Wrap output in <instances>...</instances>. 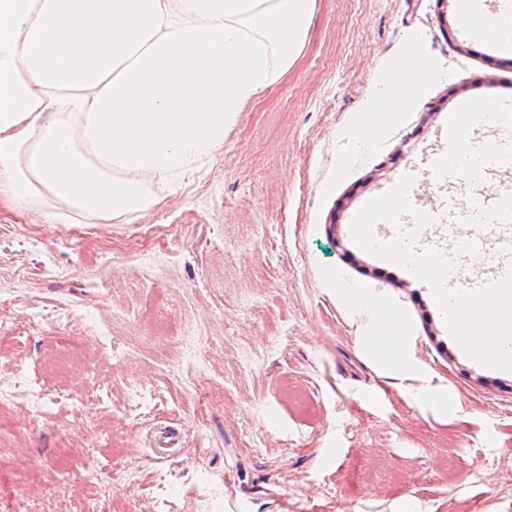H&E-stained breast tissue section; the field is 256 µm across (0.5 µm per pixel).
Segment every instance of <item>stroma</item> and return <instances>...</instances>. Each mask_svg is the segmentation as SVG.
Instances as JSON below:
<instances>
[{"mask_svg":"<svg viewBox=\"0 0 512 512\" xmlns=\"http://www.w3.org/2000/svg\"><path fill=\"white\" fill-rule=\"evenodd\" d=\"M416 31L438 77L380 137L355 141L376 73ZM470 99L512 114V55L455 5L315 0L287 76L177 189L156 186L149 212L53 224L1 205L0 512L15 480L34 512H154L168 497L175 512H512V371L469 359L431 288L350 234L406 175L434 218L420 243L441 251L468 194L490 211L512 193V171L471 187L439 177L447 116ZM354 287L405 314L453 409L416 402L371 356ZM30 311L42 325L13 334ZM99 331L123 360L102 356ZM164 426L177 447L159 442Z\"/></svg>","mask_w":512,"mask_h":512,"instance_id":"1","label":"stroma"}]
</instances>
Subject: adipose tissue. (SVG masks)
Masks as SVG:
<instances>
[{
	"instance_id": "adipose-tissue-1",
	"label": "adipose tissue",
	"mask_w": 512,
	"mask_h": 512,
	"mask_svg": "<svg viewBox=\"0 0 512 512\" xmlns=\"http://www.w3.org/2000/svg\"><path fill=\"white\" fill-rule=\"evenodd\" d=\"M314 0H0V204L62 224L133 219L155 184L179 185L298 56ZM421 34L374 79L351 133L417 103L437 67ZM367 342L386 371L417 381V402L447 408L421 384L411 339Z\"/></svg>"
}]
</instances>
